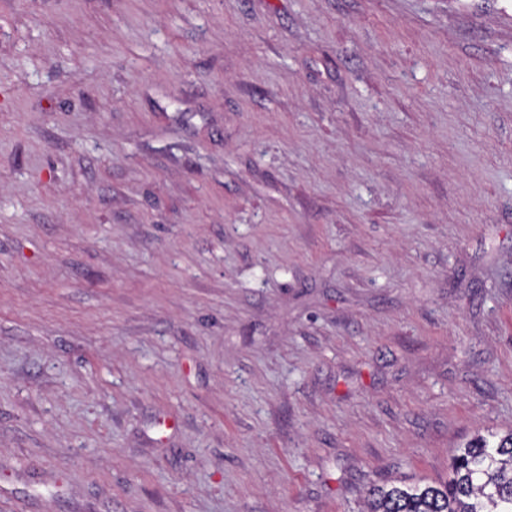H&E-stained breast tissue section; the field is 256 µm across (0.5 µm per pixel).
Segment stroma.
Wrapping results in <instances>:
<instances>
[{"mask_svg": "<svg viewBox=\"0 0 512 512\" xmlns=\"http://www.w3.org/2000/svg\"><path fill=\"white\" fill-rule=\"evenodd\" d=\"M512 427V0H0V512H361Z\"/></svg>", "mask_w": 512, "mask_h": 512, "instance_id": "obj_1", "label": "stroma"}]
</instances>
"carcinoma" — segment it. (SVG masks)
I'll use <instances>...</instances> for the list:
<instances>
[{
    "label": "carcinoma",
    "mask_w": 512,
    "mask_h": 512,
    "mask_svg": "<svg viewBox=\"0 0 512 512\" xmlns=\"http://www.w3.org/2000/svg\"><path fill=\"white\" fill-rule=\"evenodd\" d=\"M366 512H512V428L460 444L444 483L370 489Z\"/></svg>",
    "instance_id": "obj_1"
}]
</instances>
